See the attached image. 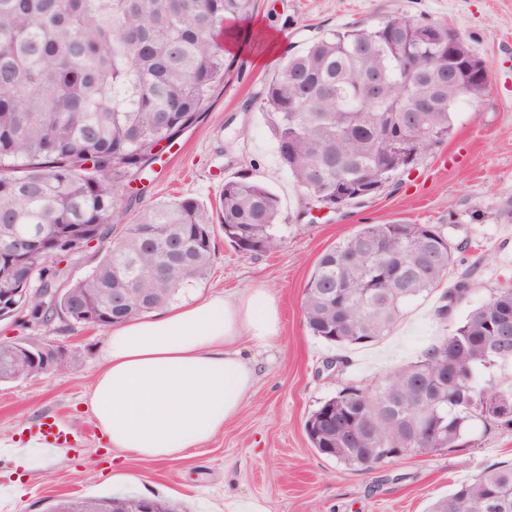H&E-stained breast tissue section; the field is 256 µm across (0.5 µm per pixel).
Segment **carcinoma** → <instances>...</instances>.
<instances>
[{"label":"carcinoma","instance_id":"cac0c4a2","mask_svg":"<svg viewBox=\"0 0 512 512\" xmlns=\"http://www.w3.org/2000/svg\"><path fill=\"white\" fill-rule=\"evenodd\" d=\"M256 0H0V295L16 322L112 326L178 303L215 261V227L243 254L279 248L278 196L245 178L226 180L207 207L192 197L155 200L128 221L123 191L142 180L155 149L199 119L229 68L222 37L252 18ZM449 27L404 16L334 30L285 58L255 100L278 159L308 198L349 206L379 195L419 153L446 139L484 60ZM449 54L453 78L431 71ZM379 70L375 96L363 79ZM426 106L418 152L386 134L408 99ZM16 237L40 240L20 257ZM97 240L98 261L71 269ZM455 247L434 224H363L327 248L305 285L311 335L335 346L387 335L414 299L448 275ZM61 293L45 295V289ZM512 286L494 291L425 357L393 370L377 390L351 384L320 402L304 430L321 455L369 471L390 455L479 445L477 430L512 429ZM0 341V380L45 376L13 363ZM142 497L59 501L48 512H141ZM429 512H512V465L489 466L436 499Z\"/></svg>","mask_w":512,"mask_h":512}]
</instances>
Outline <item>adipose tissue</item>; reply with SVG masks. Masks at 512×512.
<instances>
[{
  "instance_id": "obj_1",
  "label": "adipose tissue",
  "mask_w": 512,
  "mask_h": 512,
  "mask_svg": "<svg viewBox=\"0 0 512 512\" xmlns=\"http://www.w3.org/2000/svg\"><path fill=\"white\" fill-rule=\"evenodd\" d=\"M279 338L270 293L210 296L113 326L90 410L113 447L149 461L173 460L224 430L257 376L237 345Z\"/></svg>"
}]
</instances>
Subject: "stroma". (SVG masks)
Segmentation results:
<instances>
[{
  "instance_id": "1",
  "label": "stroma",
  "mask_w": 512,
  "mask_h": 512,
  "mask_svg": "<svg viewBox=\"0 0 512 512\" xmlns=\"http://www.w3.org/2000/svg\"><path fill=\"white\" fill-rule=\"evenodd\" d=\"M390 16L438 22L459 31L489 73L478 102H461L446 141L421 153L370 199L328 214L310 209L277 159L257 110H244L272 74L242 55L230 67L198 121L153 164L142 202L174 196L211 204L224 180L244 177L281 200L280 247L242 254L215 233L216 259L207 280L190 292L203 298L249 288L267 289L280 320L277 345L244 349L257 378L238 415L222 434L185 457L151 462L111 448L91 414L86 392L102 370L107 327H70L57 320L22 326L0 318V340L36 336L59 346L71 363L63 377L0 384V495L16 512H44L57 499L133 494L174 504L178 512H224L225 498L257 499L270 512H427L458 483L491 465L512 463V430L487 433L479 447L409 456L372 471L348 468L320 455L304 432L319 402L354 384L375 389L393 369L422 360L445 335L434 309L438 293L409 303L380 340L336 348L311 335L302 316L304 287L321 255L364 224L405 222L448 229L455 262L442 290L468 278L469 293L454 317L462 319L512 284V0H258L255 18L282 37L289 54L336 28ZM342 357L336 374L325 359ZM54 419L82 431L78 446L25 464L13 451L30 444V430Z\"/></svg>"
}]
</instances>
